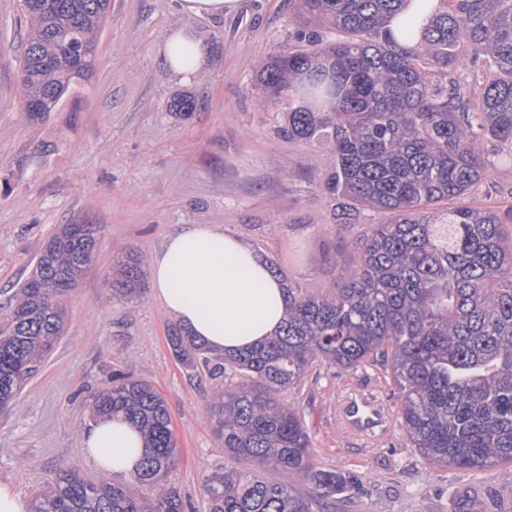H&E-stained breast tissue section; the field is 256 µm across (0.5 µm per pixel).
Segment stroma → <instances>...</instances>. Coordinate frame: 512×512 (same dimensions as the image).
I'll use <instances>...</instances> for the list:
<instances>
[{"instance_id":"1","label":"stroma","mask_w":512,"mask_h":512,"mask_svg":"<svg viewBox=\"0 0 512 512\" xmlns=\"http://www.w3.org/2000/svg\"><path fill=\"white\" fill-rule=\"evenodd\" d=\"M298 0H240L235 15L188 17L176 0H111L92 76L58 111L19 107L23 63L17 0H0V317L39 253L65 224H94L88 273L65 297L63 333L15 407L0 409V481L27 498L66 467L93 480L81 444L94 396L115 371L149 382L165 399L177 442L169 476L194 512H208L202 485L224 461L208 415L216 357L182 365L172 354L173 319L152 291L115 300L112 266L135 252L151 261L181 224H217L273 261L294 287L336 277L348 253L319 182L327 150L280 134L287 100H270L256 74L299 24ZM194 28L206 51L191 78L173 72L159 49L170 33ZM197 108L169 112L173 94ZM493 166L474 192L478 205L512 206V163L479 138ZM372 398L382 423L359 436L341 418L345 401ZM312 439L315 465L365 474L363 493L339 512H453L466 493L490 512H512V467L432 468L406 441L380 364L313 369L289 393Z\"/></svg>"}]
</instances>
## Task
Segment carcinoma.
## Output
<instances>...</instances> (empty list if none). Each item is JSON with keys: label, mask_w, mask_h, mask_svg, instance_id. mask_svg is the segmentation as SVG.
<instances>
[{"label": "carcinoma", "mask_w": 512, "mask_h": 512, "mask_svg": "<svg viewBox=\"0 0 512 512\" xmlns=\"http://www.w3.org/2000/svg\"><path fill=\"white\" fill-rule=\"evenodd\" d=\"M26 20L18 83L28 112L56 111L88 79L111 0H18ZM302 24L267 57L258 85L272 98H302L318 107L289 108L280 132L329 149L321 188L336 231L380 220L348 238L350 258L325 288L287 286L279 330L261 345L226 354L214 375L210 415L224 440V464L204 480L209 512H336L362 480L313 464L303 411L288 399L316 365L349 371L380 363L398 393V421L431 467L512 465V242L503 225L512 207L471 201L485 179L483 136L512 159V0H440L442 10L414 51L383 34L404 0H300ZM339 38L329 40L323 30ZM483 62L492 77L441 89L434 70L462 71ZM196 110L187 91L169 111ZM447 204L446 213L429 210ZM97 225L66 224L33 275L9 298L0 320V408L17 396L61 335L63 296L88 270ZM140 255L130 252L112 274L114 296L143 288ZM186 366L208 352L188 331L168 333ZM96 417L121 415L144 434L147 454L132 482L106 475L85 480L60 470L32 512H187L170 484L176 440L164 398L122 372L93 404ZM242 459L254 469L238 466ZM291 471L305 494L263 476Z\"/></svg>", "instance_id": "1"}]
</instances>
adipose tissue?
I'll return each mask as SVG.
<instances>
[{"label":"adipose tissue","instance_id":"adipose-tissue-1","mask_svg":"<svg viewBox=\"0 0 512 512\" xmlns=\"http://www.w3.org/2000/svg\"><path fill=\"white\" fill-rule=\"evenodd\" d=\"M161 53L183 75L206 61L199 37L175 31ZM149 277L164 311L216 353H238L272 336L287 308V292L264 259L216 224L176 228L153 257ZM86 457L100 472L134 475L143 455L140 431L121 417L88 423L81 432Z\"/></svg>","mask_w":512,"mask_h":512}]
</instances>
